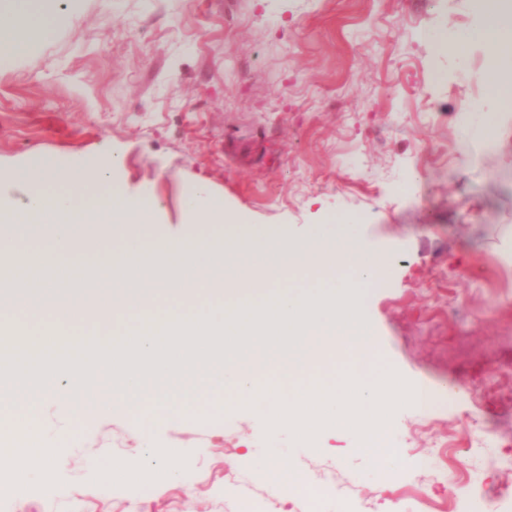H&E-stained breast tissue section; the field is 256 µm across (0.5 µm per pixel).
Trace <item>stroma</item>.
<instances>
[{
    "label": "stroma",
    "instance_id": "stroma-1",
    "mask_svg": "<svg viewBox=\"0 0 512 512\" xmlns=\"http://www.w3.org/2000/svg\"><path fill=\"white\" fill-rule=\"evenodd\" d=\"M477 24L472 0H82L0 69L1 172L110 144L119 180L158 199L170 229L201 180L247 224L294 237L355 224L391 270L362 303L367 375L455 403L435 419L399 399L386 483L354 430L328 426L313 448L267 435L258 399L154 426L182 447L174 477L105 496L97 466L144 451L136 418L115 411L67 448L60 487L29 476L0 512H289L264 477L275 461L325 489L314 512H413L423 491L472 512L469 490L512 512V107L485 82Z\"/></svg>",
    "mask_w": 512,
    "mask_h": 512
}]
</instances>
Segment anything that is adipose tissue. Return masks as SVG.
I'll list each match as a JSON object with an SVG mask.
<instances>
[{
  "mask_svg": "<svg viewBox=\"0 0 512 512\" xmlns=\"http://www.w3.org/2000/svg\"><path fill=\"white\" fill-rule=\"evenodd\" d=\"M78 0H0V67L29 50L36 39L47 37L58 19L76 7ZM480 17L474 32L493 52L485 80L497 101L512 104V52L503 41L512 35V0H473ZM180 448L172 443L146 442L141 455L125 457L97 469L100 483L143 479L149 464H156L158 477H165L169 461L180 458Z\"/></svg>",
  "mask_w": 512,
  "mask_h": 512,
  "instance_id": "1",
  "label": "adipose tissue"
}]
</instances>
